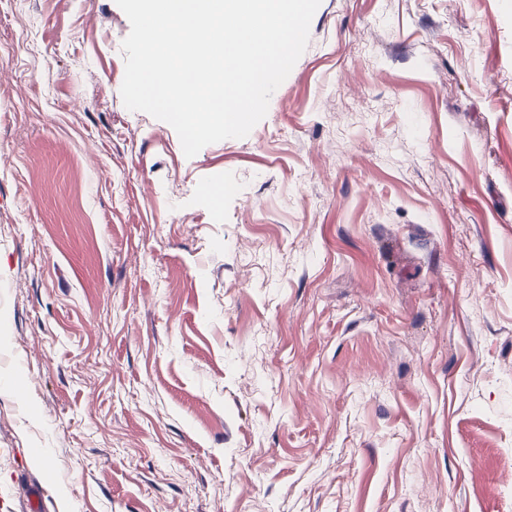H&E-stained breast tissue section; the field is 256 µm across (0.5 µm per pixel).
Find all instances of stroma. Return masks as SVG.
Instances as JSON below:
<instances>
[{
    "mask_svg": "<svg viewBox=\"0 0 512 512\" xmlns=\"http://www.w3.org/2000/svg\"><path fill=\"white\" fill-rule=\"evenodd\" d=\"M129 31L0 0V512H512V11L321 0L191 158Z\"/></svg>",
    "mask_w": 512,
    "mask_h": 512,
    "instance_id": "1",
    "label": "stroma"
}]
</instances>
